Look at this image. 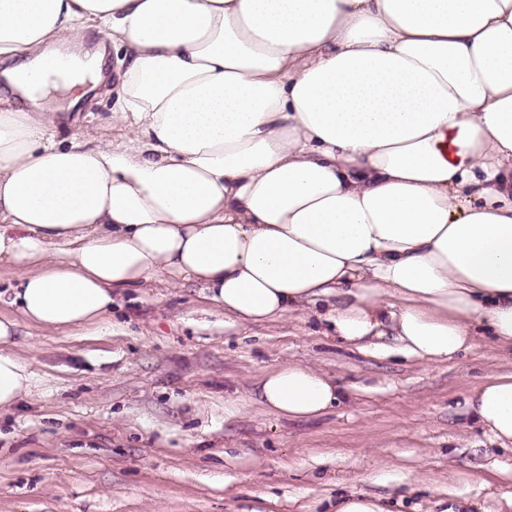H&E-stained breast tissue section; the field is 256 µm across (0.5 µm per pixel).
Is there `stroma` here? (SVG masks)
<instances>
[{
  "label": "stroma",
  "mask_w": 512,
  "mask_h": 512,
  "mask_svg": "<svg viewBox=\"0 0 512 512\" xmlns=\"http://www.w3.org/2000/svg\"><path fill=\"white\" fill-rule=\"evenodd\" d=\"M85 127L112 134L111 94L84 86ZM114 330L22 328L30 396L0 414V512H334L352 493L388 512H437L480 499L512 512V449L466 400L512 357L488 336L426 365L338 341L306 311L228 326L189 285L161 283L113 308ZM315 366L345 397L324 415H270L261 371Z\"/></svg>",
  "instance_id": "1"
}]
</instances>
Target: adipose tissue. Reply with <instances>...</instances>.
<instances>
[{"label": "adipose tissue", "mask_w": 512, "mask_h": 512, "mask_svg": "<svg viewBox=\"0 0 512 512\" xmlns=\"http://www.w3.org/2000/svg\"><path fill=\"white\" fill-rule=\"evenodd\" d=\"M111 57L119 138L62 135L39 98ZM1 266L0 411L33 386L20 323L107 328L159 282L429 365L512 356V0H0ZM256 396L308 418L344 393L288 363ZM467 406L512 447V373Z\"/></svg>", "instance_id": "ef3b65f1"}]
</instances>
